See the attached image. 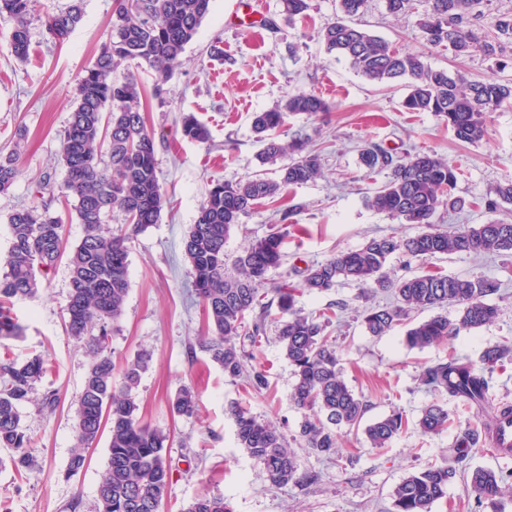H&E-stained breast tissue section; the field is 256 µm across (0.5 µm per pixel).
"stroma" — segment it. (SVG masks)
<instances>
[{"label":"stroma","instance_id":"35a3bbf8","mask_svg":"<svg viewBox=\"0 0 512 512\" xmlns=\"http://www.w3.org/2000/svg\"><path fill=\"white\" fill-rule=\"evenodd\" d=\"M69 2L36 0L29 23L31 54L24 61L8 49L12 21L0 19V157L20 154L18 176L10 190L0 194V254L9 247L10 214L34 204L37 184L56 186L63 181L60 142L74 107L76 85L109 37L114 0H82V19L69 38L58 46L50 43L43 20ZM238 2L212 0L182 66L164 84L161 99L150 102L147 124L155 133L167 203L159 222L128 244L130 288L110 339L112 359L120 370L142 351L152 355L135 396L139 417L173 436L168 450L172 475L162 512H181L203 494L224 496L232 512H392L393 490L405 474L443 462L449 448L477 422L476 416L456 413L449 428L422 435L416 423L426 405L438 401L453 409L455 403L446 393L423 386L419 375L425 365L450 353L478 360L486 346L512 336V258L453 253L408 266L402 255L392 256L387 270L395 276L441 272L501 283L488 299L499 309L495 321L437 348L407 347L402 325L382 337L367 332L363 312L392 302L389 292L365 293L351 282L321 294L296 292L294 305L306 314L343 305L325 333L341 351L346 382L368 404L365 423L393 410L403 412L409 423L385 448L371 447L364 431L344 433L338 452L329 458L305 450L299 439L303 414L289 399L294 377L277 340L280 308L273 288L293 268H306L340 250L358 249L370 238L418 233L417 225L401 223L367 205V198L387 179L386 172L368 171L359 161L369 142L400 154L411 149L434 152L457 168L455 193L467 206L460 213L440 216L444 229L512 222V204L495 212L476 205L512 177V104L488 113L483 141L459 143L439 117L403 109L405 82L370 83L327 52L319 32L335 18L336 0H311L310 17L304 22L289 20L280 0H250L254 24L248 29L237 25ZM411 3L409 12L395 17L387 13L384 0H369L368 11L357 23L400 50L423 53L434 68L470 80L512 79L511 67L497 70L493 61L481 56L458 59L449 51L426 48L420 29L424 6L421 0ZM298 91L316 92L331 109L314 117L290 116L280 139L287 143L297 134L306 137L307 149L319 156L324 175L291 187L278 203L242 216L224 245L228 256L237 255L279 223L283 208H293L286 261L269 273L262 287L268 312L252 351L267 371L268 387L256 392L243 380L225 377L206 353L194 347L205 325L204 311L191 295L183 243L212 182L255 170L262 145L252 128L253 113L273 109ZM185 113L209 128V142L182 136L180 117ZM68 291V268L61 262L42 276L36 294L13 301L24 331L5 345L19 360L33 353L49 356L52 370L39 390L57 393L59 405L50 414L40 413L32 402L21 409L31 436L30 469L16 473L9 463L10 449L0 448V500L9 512H75L70 505L76 500L81 503L76 512H98L107 439L90 449L82 471H68L86 363L82 346L65 333ZM183 385L200 395L196 416L177 417L170 411L168 398ZM233 402L274 423L298 453L303 470L317 473V480L270 487L262 468L237 444L227 413Z\"/></svg>","mask_w":512,"mask_h":512}]
</instances>
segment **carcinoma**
<instances>
[{
	"label": "carcinoma",
	"mask_w": 512,
	"mask_h": 512,
	"mask_svg": "<svg viewBox=\"0 0 512 512\" xmlns=\"http://www.w3.org/2000/svg\"><path fill=\"white\" fill-rule=\"evenodd\" d=\"M36 0H0V18L14 22L10 52L19 60L30 55L28 20ZM111 34L93 65L76 86L75 107L61 141L64 182L58 196L72 200L81 240L68 247L67 225L42 201L45 184L34 190L39 203L23 207L8 218L10 247L0 257V339L21 333L12 311V300L35 293L37 274L67 260L69 293L66 307L67 335L82 344L88 358L82 392L76 409V444L69 471L76 474L88 460L87 453L108 431V460L98 483V512H160L170 483V435L144 423L138 415L134 391L149 367L151 355L138 354L121 373L115 372L109 341L120 318L129 290L128 243L138 233L159 222L166 203L160 183L154 133L145 116L144 92L137 79L113 76L128 60L145 64L155 72L153 95L160 83L183 63L191 43L210 12L211 0H115ZM488 0H424L422 37L429 48H441L456 56L481 55L499 69L506 45H512V13L493 17L484 31L472 20L484 16ZM288 18L304 17L310 0H282ZM368 0H338L336 19L325 25L322 40L329 53L348 63L366 80L388 85L408 83L402 106L408 112H432L439 116L462 143L481 142L486 133V114L512 100V82L497 79L465 81L445 69L433 68L416 52L400 51L354 23L363 15ZM82 18L80 0L44 20L48 40L64 42ZM329 109L313 92L288 95L275 109L254 113L252 128L263 143L257 155L258 170L234 180L212 184L200 204L195 224L184 240V254L193 291L204 306L207 326L198 337L199 348L224 375L243 378L249 388H267L266 371L246 363L245 342L256 343L265 326L266 306L259 285L271 269L283 263L282 244L288 235L283 227L251 242L226 266L224 243L242 216L259 204L274 202L292 185L314 181L322 175L318 155L306 150L304 139L295 137L286 145L275 133L285 127L288 116L316 115ZM183 135L205 143L209 129L195 116L182 117ZM293 154L287 164L278 161ZM14 155L0 159V193L14 183L18 169ZM361 164L368 170L389 171L388 180L367 203L405 224H418L414 236L373 237L356 250L338 251L332 257L301 271L302 288L310 293L332 290L342 281L371 288L392 289L394 302L363 314L372 336L381 337L409 318L412 312L456 308L455 318L437 314L413 324L405 343L411 349L438 347L461 332H471L492 323L499 315L486 302L500 284L483 277L419 273L395 280L386 272L389 259L399 253L406 262L427 261L450 253H495L512 255V223L492 221L447 231L436 224L442 209L461 210L465 201L455 196L457 174L448 161L436 154L417 152L394 155L369 143L361 150ZM277 167L278 176H265L264 167ZM512 203V180L499 184L481 205L495 212ZM124 215V223L106 227L112 212ZM273 291L278 295L281 316L278 338L289 364L294 385L290 400L303 412L300 437L310 451L330 457L341 431L360 426L367 404L347 385L336 346L325 336L326 312L303 314L294 309L295 285L283 279ZM260 310L251 328L247 314ZM512 364V337L488 345L480 365L448 354L427 366L422 385L446 392L457 406L484 416L481 427L472 429L466 446L448 450V461L407 473L393 490V512H431L432 505L447 496L448 481L457 474L470 447L477 445L505 401L493 397L496 370ZM50 371L49 359L39 353L17 361L7 352L0 355V447L12 450L11 463L20 473L32 465L25 451L30 438L22 423L20 408L39 401L43 411L58 403L54 393L36 399L39 384ZM199 398L183 386L170 398L177 416L198 411ZM240 448L264 471L269 485L279 488L304 479L298 455L285 444L274 424L253 415L240 403L229 406ZM452 422L443 405L432 402L421 412L417 426L433 435ZM403 414L392 412L368 424L364 432L374 448H385L405 428ZM464 480L475 494V509L502 512L501 499L512 471L477 468ZM183 512H230L222 496L200 495Z\"/></svg>",
	"instance_id": "cac0c4a2"
}]
</instances>
